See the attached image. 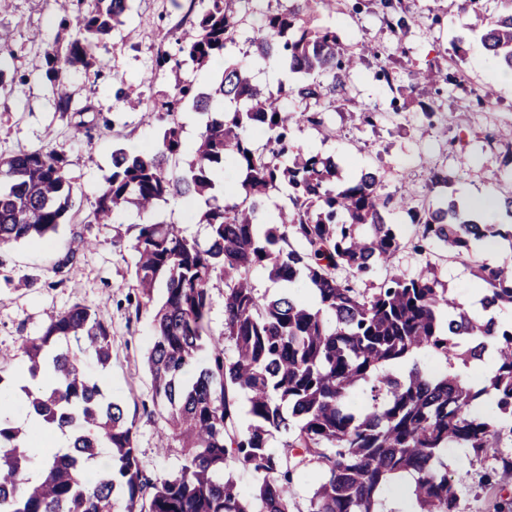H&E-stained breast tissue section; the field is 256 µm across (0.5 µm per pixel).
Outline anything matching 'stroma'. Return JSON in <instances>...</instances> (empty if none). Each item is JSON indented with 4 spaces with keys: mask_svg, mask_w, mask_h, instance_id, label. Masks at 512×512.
<instances>
[{
    "mask_svg": "<svg viewBox=\"0 0 512 512\" xmlns=\"http://www.w3.org/2000/svg\"><path fill=\"white\" fill-rule=\"evenodd\" d=\"M207 0H129L122 26L116 27L100 54L103 66L69 71L74 108L90 107L101 121L79 134L75 119L56 109L53 87L34 63L56 36L62 19L77 11V0H12L0 11V33L8 46L0 67L14 81L0 87V156L35 149L53 150L68 161L79 209L57 232L37 241L0 248V375L23 368L22 346L40 335L52 319L73 305L90 306L112 335V364L87 371L104 375L108 392L121 401L134 422L137 454L149 479L175 473L180 448L161 449L162 424L154 412L151 379L145 363L152 343L155 305L165 297L154 290L153 303L135 310L139 291L133 276L132 243L140 218L127 212L108 224L90 219L96 197L112 173L115 148L140 152L159 137L157 124L141 113L118 107L115 92L123 82L142 80L141 92L155 101L176 81L207 88L211 69L190 65L174 71L156 65L158 55H177L179 44L194 35L192 22ZM408 26L391 32L381 20L376 0H335L319 21L335 26L345 51L368 44L376 53L352 71L336 93V105L323 113L334 132L323 138L304 124L293 125L292 142L304 151L334 157L340 181L376 172L385 195L420 203L430 198L464 199L469 195L503 196L512 189V85L496 83L497 61L479 33L463 23L461 0H404ZM392 69L395 79L376 77ZM432 67L441 75L432 87L409 88L410 72ZM493 89L491 103L476 98ZM376 113L374 125L362 124L360 112ZM448 173L447 186L430 188L429 172ZM200 202L172 200L160 204L157 220L173 223L190 237L206 235L198 224ZM458 303L478 307L473 265L512 263V250L494 255L474 250L464 262L437 247L431 254ZM499 463L495 456L473 458L463 449L448 451V469L467 476L459 512H496L512 488L489 486Z\"/></svg>",
    "mask_w": 512,
    "mask_h": 512,
    "instance_id": "obj_1",
    "label": "stroma"
}]
</instances>
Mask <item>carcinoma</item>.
Returning <instances> with one entry per match:
<instances>
[{
    "label": "carcinoma",
    "instance_id": "obj_1",
    "mask_svg": "<svg viewBox=\"0 0 512 512\" xmlns=\"http://www.w3.org/2000/svg\"><path fill=\"white\" fill-rule=\"evenodd\" d=\"M208 0L196 35L180 56L200 68L224 59L204 92L178 84L144 118L160 126L148 153L118 147L112 174L95 200L93 220L107 224L134 209L153 214L171 199L204 200L199 223L206 239L189 238L174 224L149 220L132 245L140 289L136 309L153 302L157 284L166 296L153 316L147 355L152 401L164 443H178L184 461L177 473L152 481L135 446L134 422L112 400L102 380L85 370L92 359L105 370L112 359L109 327L88 305L77 304L25 341L26 371L37 390L27 391L24 410L35 418L19 424L0 418V512H291L296 479L314 485L307 512H384L385 492L409 474L410 512H457L463 474L448 473L450 448L475 458L496 454V485L512 483V323L495 312L512 307V266L478 265L481 311L464 309L429 259L438 244L462 257L487 238L512 246V228L480 224L450 200L445 207L408 206L383 197L379 179L364 172L336 188L333 157L306 153L289 141L292 124L333 135L321 113L288 109V99L336 102L341 74L370 49L343 52L336 31L314 24L332 0H289L268 12L250 38V60L228 59L241 19L233 2ZM94 6L61 23L58 43L43 53V70L58 110L72 109L66 72L103 65L99 50L124 23L127 0H93ZM486 18L480 0H462L473 12L471 28L498 62L512 70V0ZM384 21L407 27L401 0H380ZM276 61L299 81L262 89L252 80L257 65ZM204 117L191 159L177 114ZM261 128L257 146L251 130ZM232 165L241 173L231 205L219 201L215 177ZM288 188L289 205L278 216L261 203L269 191ZM76 188L67 160L52 150L0 157V246L43 238L75 207ZM408 209L414 235L404 240L387 215ZM425 257L413 277L393 275L373 288L355 283L385 264L405 245ZM258 269L280 285L261 295ZM224 285V332L210 333L214 282ZM234 356L224 354V342ZM430 356L463 366L493 361L490 376L464 384L418 361ZM245 397L239 408L232 395ZM68 435L54 450L46 428ZM282 440L272 446L275 435ZM110 463L98 465L102 454ZM230 467L255 475L241 490Z\"/></svg>",
    "mask_w": 512,
    "mask_h": 512
}]
</instances>
